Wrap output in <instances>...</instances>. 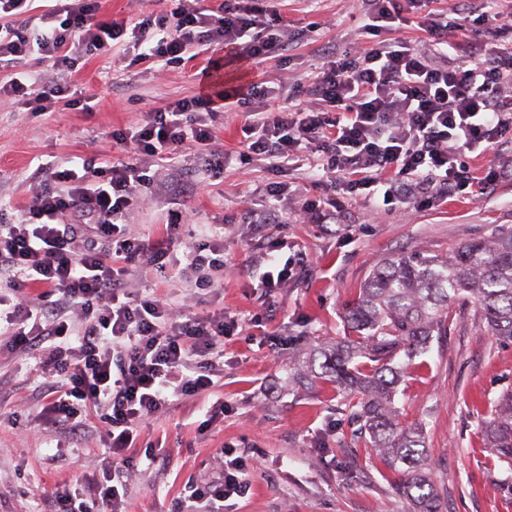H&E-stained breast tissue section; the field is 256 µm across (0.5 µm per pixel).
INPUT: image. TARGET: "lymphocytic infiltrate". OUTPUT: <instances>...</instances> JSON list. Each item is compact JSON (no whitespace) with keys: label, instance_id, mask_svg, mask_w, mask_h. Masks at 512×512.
<instances>
[{"label":"lymphocytic infiltrate","instance_id":"lymphocytic-infiltrate-1","mask_svg":"<svg viewBox=\"0 0 512 512\" xmlns=\"http://www.w3.org/2000/svg\"><path fill=\"white\" fill-rule=\"evenodd\" d=\"M33 2L0 0V69L9 72L0 98L41 112L70 97L78 56L123 37L136 60L167 64L194 50L224 47L232 57L255 59L286 48L263 0H222L213 10L183 0L172 21L146 18L132 26L101 18V0H56L40 15ZM427 3L364 0L363 30L376 42L327 52L311 89L324 111L289 103L269 110L260 105L269 95L263 87H229L174 101L112 131L128 156L110 166L87 158L77 168L37 167L30 205L0 224V338L15 355L38 354L43 423L78 442L98 420L112 455L103 482L42 491L48 512H123L140 423L174 401L210 392L224 375L221 344L239 327L221 311L192 304L176 310L161 297L130 291L133 269L145 264L165 272L164 259L180 238L176 224L156 241L129 230L130 213L154 185L145 160L171 167L186 146H205L209 171L220 173L224 153L212 146L209 119L222 106L241 104L244 156L258 157L279 176L265 190L269 199L287 195L288 179L308 177V149L318 153L334 190H363L386 204L420 195L444 201L473 185L485 194L512 174V155L477 171L465 162L512 145V95L505 92L512 43L486 42L478 60L459 56L470 16L488 19L487 0H467L447 17L426 14ZM419 9L428 51L395 36ZM32 60L43 67L40 77L27 69ZM99 238L109 251L96 247ZM230 266L224 234L213 226L188 247L181 275L212 292ZM217 458L221 474L193 487L178 512H224L227 500L248 491L242 457L226 447Z\"/></svg>","mask_w":512,"mask_h":512}]
</instances>
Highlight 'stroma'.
I'll return each instance as SVG.
<instances>
[{"instance_id": "obj_1", "label": "stroma", "mask_w": 512, "mask_h": 512, "mask_svg": "<svg viewBox=\"0 0 512 512\" xmlns=\"http://www.w3.org/2000/svg\"><path fill=\"white\" fill-rule=\"evenodd\" d=\"M283 19L285 55L225 65L231 86L262 85L275 96L314 110L321 101L303 86L323 66L331 49L368 44L360 0H271ZM177 0H102L104 15L117 19L161 17ZM122 42L79 60L73 81L93 109L55 104L36 112L0 101V219L10 220L32 197L31 176L39 165L61 166L95 157L106 166L122 153L107 132L135 124L142 113L201 94L198 77L206 54L167 66L153 60L129 63ZM241 107L218 114L214 123L224 150L219 177L199 167L201 150L187 149L177 167L159 169L162 188L130 214L133 233L162 238L167 224H220L224 250L236 271L204 298V309H224L243 325L224 339V377L209 395L173 403L140 425L135 450L140 463L127 483V512H176L190 486L211 477L216 452L228 446L245 460L250 491L232 499L229 512H403L404 504L379 468L352 479L346 465L364 456L365 441L350 420L348 401L329 383L293 364L291 351L305 340L335 341L343 335V308L361 282L394 254H443L512 225V177L491 193L451 202H397L375 212L362 195L339 194L311 180L293 183L277 205L278 221L256 230L259 192L274 182L265 162L244 160ZM198 182L196 194L174 216L168 185ZM333 203L336 222L302 224L307 203ZM278 245V258H303L304 268L288 285L255 287L249 261L260 248ZM132 289L154 293L180 306L187 284L164 280L150 267L135 272ZM453 324L429 351L414 360L398 387L403 422H422L429 464L445 492L448 512H512V468L484 445L482 424L496 399L512 389V341L488 335L482 313L470 301L453 304ZM258 325H251V318ZM35 359L0 352V512H45L39 490L71 481L98 480L108 450L95 429L80 444L67 433L39 427L42 405ZM224 401L223 419L208 422L206 407ZM157 448L155 462L143 459Z\"/></svg>"}]
</instances>
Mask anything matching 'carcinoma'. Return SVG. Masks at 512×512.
<instances>
[{"mask_svg": "<svg viewBox=\"0 0 512 512\" xmlns=\"http://www.w3.org/2000/svg\"><path fill=\"white\" fill-rule=\"evenodd\" d=\"M464 299L479 305L485 331L512 340V226L501 224L445 256L389 257L346 304L348 335L303 353L313 377L336 384L349 397L352 420L369 436V454L396 475L393 489L405 512H446V506L427 463L423 425L399 420L397 386L408 363L448 332V310ZM483 435L512 466V390L498 397Z\"/></svg>", "mask_w": 512, "mask_h": 512, "instance_id": "cac0c4a2", "label": "carcinoma"}]
</instances>
